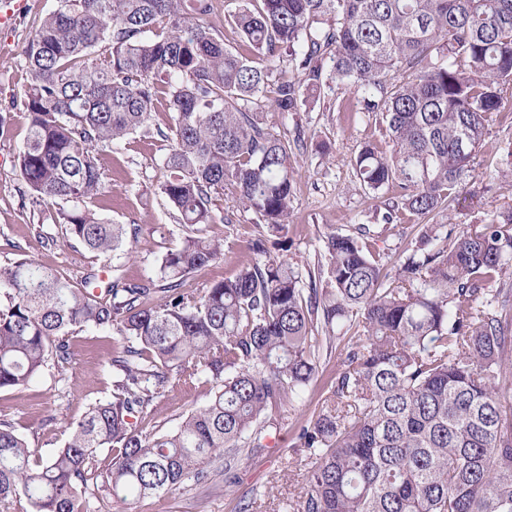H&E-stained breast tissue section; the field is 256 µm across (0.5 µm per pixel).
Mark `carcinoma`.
I'll return each instance as SVG.
<instances>
[{"instance_id": "carcinoma-1", "label": "carcinoma", "mask_w": 512, "mask_h": 512, "mask_svg": "<svg viewBox=\"0 0 512 512\" xmlns=\"http://www.w3.org/2000/svg\"><path fill=\"white\" fill-rule=\"evenodd\" d=\"M211 0H55L22 49L26 142L17 156L39 222L97 257L138 241L94 205L97 153L150 128L169 142L161 193L189 232L157 279L91 288L33 259L0 265V389L45 370L62 381L78 328L116 334L112 398L69 425L64 446L35 456L0 421V508L82 512L93 485L125 505L224 474L262 447L273 404L301 397L319 351L346 346L321 411L298 433L307 490L289 512H512V207L478 224H431L463 194L472 164L512 90V0H246L228 12L243 43L205 22ZM288 48V70L280 69ZM379 118L391 145L351 159L386 199L384 220L415 217L397 279L359 235L323 237L302 274L288 244L294 168L288 140L249 105L297 112L324 62ZM274 97H269V94ZM229 186L266 228L254 258L199 294L186 278L224 257L211 194ZM209 386L172 432L138 419L168 389ZM112 449L106 469L97 451Z\"/></svg>"}]
</instances>
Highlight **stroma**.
<instances>
[{"instance_id":"35a3bbf8","label":"stroma","mask_w":512,"mask_h":512,"mask_svg":"<svg viewBox=\"0 0 512 512\" xmlns=\"http://www.w3.org/2000/svg\"><path fill=\"white\" fill-rule=\"evenodd\" d=\"M55 0H27L21 17L0 28V113L7 122L0 131V264L31 257L57 269L71 281L86 274L112 277L154 276L167 250L180 245L185 228L180 215L160 192L166 178L163 158L167 143L159 135H134L128 145L100 152L106 173L102 212L117 224L136 223L142 228L131 254L96 257L83 248L67 245L58 225H39L38 209L24 197L25 182L15 163L28 132L29 119L23 106L27 76L19 64L20 54L34 24L54 7ZM355 98L334 80L324 79L320 92L311 96L305 111L282 115L266 107L264 119L273 132L294 139L303 133L305 146L294 150L296 195L288 231L286 257L299 270L317 263L325 233L335 230L355 233L366 225V241L380 253L385 264L396 265L399 255L413 246L411 221L385 223L376 210L380 199L360 185L350 159L359 145L377 139L374 122L354 119ZM512 140V123L492 126L474 163L466 185L474 196L471 209L440 213V224H473L500 209L512 206V182L498 174L501 147ZM212 207L221 221L213 230L224 239V258L204 272L190 275L186 288L198 292L213 282L232 276L239 265L251 259L249 244L257 236L256 215L236 204L231 189L213 193ZM120 336L94 330L74 333V359L66 380L45 374L20 390H0V420L9 421L31 447L48 454L60 448L70 423L80 420L88 408L112 396L111 358ZM345 356L336 348L321 359L319 373L302 399L275 406L261 448L243 452L236 464V482L224 483V458L213 457L203 478H189L177 490L148 496L134 502L131 510L87 490L86 512H286L289 500L306 489V467L297 462V427L318 413L331 381ZM207 388L179 390L157 398L142 422L145 431L175 430L183 415L204 406Z\"/></svg>"}]
</instances>
